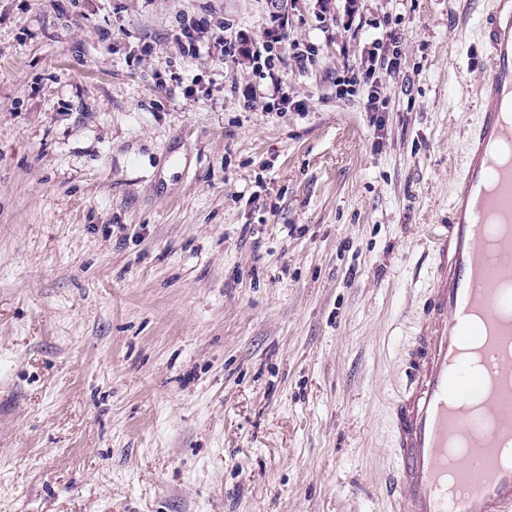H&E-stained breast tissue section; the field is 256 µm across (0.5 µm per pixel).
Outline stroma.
<instances>
[{
    "label": "stroma",
    "mask_w": 512,
    "mask_h": 512,
    "mask_svg": "<svg viewBox=\"0 0 512 512\" xmlns=\"http://www.w3.org/2000/svg\"><path fill=\"white\" fill-rule=\"evenodd\" d=\"M492 5L0 0V512H396L388 400ZM185 16L277 37L292 107L185 55ZM392 32L375 118L338 84Z\"/></svg>",
    "instance_id": "stroma-1"
}]
</instances>
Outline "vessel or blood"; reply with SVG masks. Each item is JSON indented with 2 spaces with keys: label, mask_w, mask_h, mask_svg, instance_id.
<instances>
[{
  "label": "vessel or blood",
  "mask_w": 512,
  "mask_h": 512,
  "mask_svg": "<svg viewBox=\"0 0 512 512\" xmlns=\"http://www.w3.org/2000/svg\"><path fill=\"white\" fill-rule=\"evenodd\" d=\"M483 110L452 188L448 222L431 239L430 283L405 344L391 397L394 462L386 494L400 512H512V265H492L483 214L512 227V0L479 22Z\"/></svg>",
  "instance_id": "1"
}]
</instances>
